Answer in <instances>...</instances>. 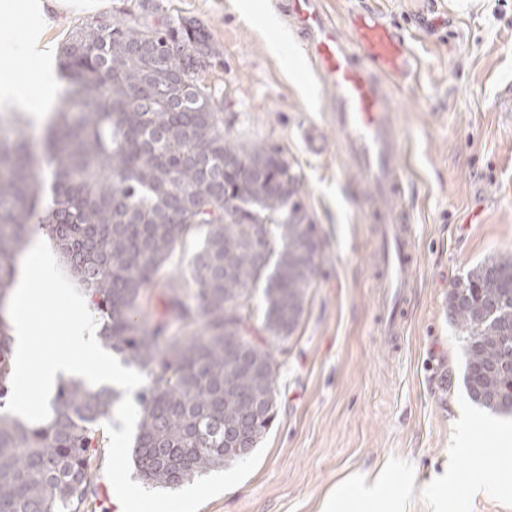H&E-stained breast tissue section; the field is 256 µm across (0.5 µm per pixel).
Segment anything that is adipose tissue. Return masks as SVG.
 <instances>
[{"label":"adipose tissue","instance_id":"adipose-tissue-1","mask_svg":"<svg viewBox=\"0 0 512 512\" xmlns=\"http://www.w3.org/2000/svg\"><path fill=\"white\" fill-rule=\"evenodd\" d=\"M0 10L19 13L30 18L31 25L24 40H13L8 33H0V68L11 67L17 57H26L39 64L37 80H29L16 73L0 82V109H25L40 115L51 106L49 89L55 85V72L49 61L43 40V10L41 0H0Z\"/></svg>","mask_w":512,"mask_h":512}]
</instances>
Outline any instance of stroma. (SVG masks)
<instances>
[{
	"label": "stroma",
	"mask_w": 512,
	"mask_h": 512,
	"mask_svg": "<svg viewBox=\"0 0 512 512\" xmlns=\"http://www.w3.org/2000/svg\"><path fill=\"white\" fill-rule=\"evenodd\" d=\"M338 16L367 7L402 28L417 68L392 92L405 211L419 252L399 350L379 336L376 217L346 168L303 58L268 49L239 0H163L198 21L217 56L202 74L224 98L232 138L282 150L302 181L320 248L300 324L274 346L277 416L254 471L199 512H323L345 486L383 487L395 512H512V417L470 400L448 293L477 263L512 254V0H325ZM135 0H45L44 41L59 50L82 18ZM315 128L321 153L302 134ZM98 449L79 512H117ZM410 471L402 486L398 472Z\"/></svg>",
	"instance_id": "35a3bbf8"
}]
</instances>
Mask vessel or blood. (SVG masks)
I'll return each mask as SVG.
<instances>
[{
	"label": "vessel or blood",
	"mask_w": 512,
	"mask_h": 512,
	"mask_svg": "<svg viewBox=\"0 0 512 512\" xmlns=\"http://www.w3.org/2000/svg\"><path fill=\"white\" fill-rule=\"evenodd\" d=\"M282 10L318 82L338 149L383 214L372 252L379 269L380 334L397 345L418 252L404 219L405 187L399 176L390 83L410 74L414 56L404 36L385 25L379 14L353 12L344 21L329 13L323 0H286Z\"/></svg>",
	"instance_id": "1"
}]
</instances>
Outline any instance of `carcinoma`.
Wrapping results in <instances>:
<instances>
[{
    "label": "carcinoma",
    "mask_w": 512,
    "mask_h": 512,
    "mask_svg": "<svg viewBox=\"0 0 512 512\" xmlns=\"http://www.w3.org/2000/svg\"><path fill=\"white\" fill-rule=\"evenodd\" d=\"M137 8L133 23L88 16L62 43L69 88L45 159L52 196L40 224L31 223L41 191L26 141L0 138V399L14 369L5 320L14 257L44 230L103 320L105 343L145 376L136 476L175 488L248 457L271 428L272 348L300 323L320 243L288 160L224 133V99L199 78L216 61L202 26L155 0ZM201 227L190 278L168 282L164 265ZM448 309L469 397L512 415L500 405L512 395V257L476 264ZM120 397L68 380L46 423L0 416V512H77Z\"/></svg>",
    "instance_id": "carcinoma-1"
}]
</instances>
